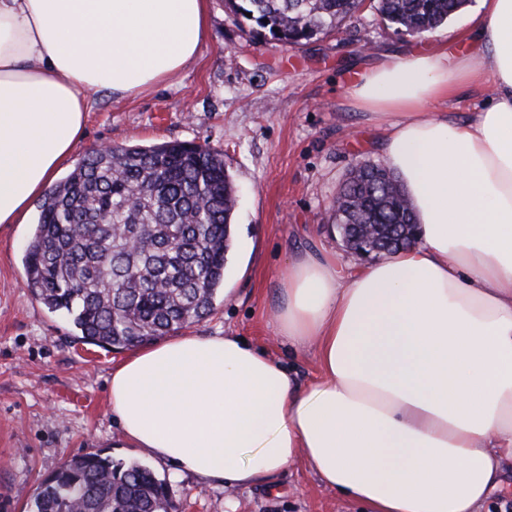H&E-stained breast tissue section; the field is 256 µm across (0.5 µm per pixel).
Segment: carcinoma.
<instances>
[{
    "label": "carcinoma",
    "mask_w": 512,
    "mask_h": 512,
    "mask_svg": "<svg viewBox=\"0 0 512 512\" xmlns=\"http://www.w3.org/2000/svg\"><path fill=\"white\" fill-rule=\"evenodd\" d=\"M362 0H225L234 20L283 46L336 30ZM468 0H376L389 23L420 36ZM335 224H413L393 171L368 164L336 197ZM237 188L215 150L166 142L92 151L44 196L25 250L27 287L83 344L124 349L214 310L233 246ZM148 466L86 453L36 488L29 512H175Z\"/></svg>",
    "instance_id": "obj_1"
}]
</instances>
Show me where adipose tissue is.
<instances>
[{
	"mask_svg": "<svg viewBox=\"0 0 512 512\" xmlns=\"http://www.w3.org/2000/svg\"><path fill=\"white\" fill-rule=\"evenodd\" d=\"M209 0H0V224L24 223L79 141L95 91L124 98L197 57ZM474 54L391 55L351 97L419 225L342 267L307 252L276 327L316 340L303 382L237 336H177L114 366L124 441L228 489L300 460L368 512H479L512 462V0H480ZM483 82L467 118L431 104Z\"/></svg>",
	"mask_w": 512,
	"mask_h": 512,
	"instance_id": "ef3b65f1",
	"label": "adipose tissue"
}]
</instances>
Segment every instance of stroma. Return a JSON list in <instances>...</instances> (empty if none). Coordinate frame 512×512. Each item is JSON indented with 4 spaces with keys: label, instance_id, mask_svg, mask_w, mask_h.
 <instances>
[{
    "label": "stroma",
    "instance_id": "obj_1",
    "mask_svg": "<svg viewBox=\"0 0 512 512\" xmlns=\"http://www.w3.org/2000/svg\"><path fill=\"white\" fill-rule=\"evenodd\" d=\"M435 38L397 30L366 4L339 32L291 49L236 24L224 0H209L198 57L152 90L124 99L97 91L68 166L103 144L181 141L221 153L238 190L235 246L215 310L186 332L243 337L303 379L315 378V345L288 350L274 308L295 254L333 251L341 262L360 261L332 225V207L352 168L383 162V131L352 106L350 78L383 54ZM37 216L33 208L27 223L0 224V512H24L42 479L88 452L150 465L178 512H358L299 460L275 487L230 491L128 447L109 397L122 351L75 341L66 320L25 286V246Z\"/></svg>",
    "mask_w": 512,
    "mask_h": 512
}]
</instances>
